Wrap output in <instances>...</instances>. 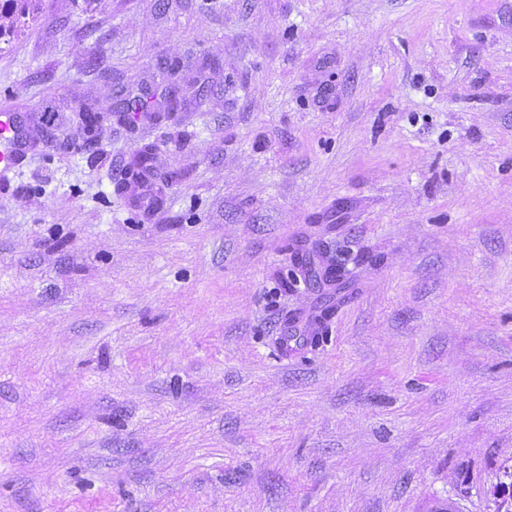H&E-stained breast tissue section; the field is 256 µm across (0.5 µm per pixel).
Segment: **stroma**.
<instances>
[{"instance_id": "1", "label": "stroma", "mask_w": 512, "mask_h": 512, "mask_svg": "<svg viewBox=\"0 0 512 512\" xmlns=\"http://www.w3.org/2000/svg\"><path fill=\"white\" fill-rule=\"evenodd\" d=\"M1 112L0 512H512V0H45ZM22 143L13 116L8 112L0 113L1 170H7L14 164Z\"/></svg>"}]
</instances>
